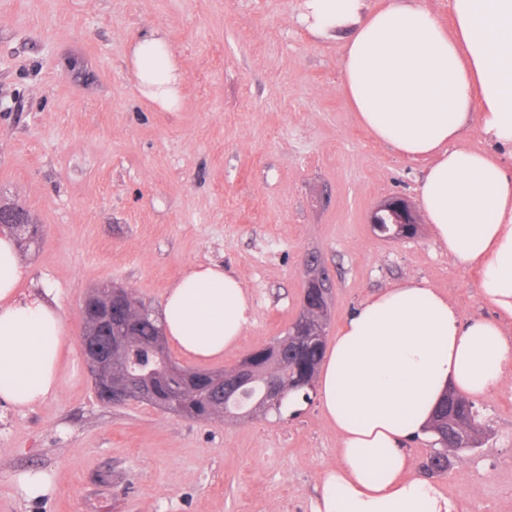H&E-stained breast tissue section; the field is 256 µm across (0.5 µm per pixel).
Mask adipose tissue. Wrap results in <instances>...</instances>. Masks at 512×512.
<instances>
[{
  "mask_svg": "<svg viewBox=\"0 0 512 512\" xmlns=\"http://www.w3.org/2000/svg\"><path fill=\"white\" fill-rule=\"evenodd\" d=\"M445 26L419 0H302L298 23L342 39L340 91L359 123L408 160L426 161L418 197L437 242L478 270L496 319L463 320L445 294L407 278L348 314L316 379L335 426L337 460L313 512H458L413 472L407 442L424 438L447 390L493 395L512 375V0H449ZM127 63L141 96L173 111L185 75L167 34L134 37ZM476 131L489 151L461 147ZM26 275L13 237L0 235V399L28 408L60 389L65 322ZM241 279L217 265L187 270L166 292L165 334L199 362L223 357L250 322Z\"/></svg>",
  "mask_w": 512,
  "mask_h": 512,
  "instance_id": "adipose-tissue-1",
  "label": "adipose tissue"
}]
</instances>
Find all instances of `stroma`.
<instances>
[{
	"mask_svg": "<svg viewBox=\"0 0 512 512\" xmlns=\"http://www.w3.org/2000/svg\"><path fill=\"white\" fill-rule=\"evenodd\" d=\"M301 0H0V204L44 233L21 250L24 293L65 318L57 395L0 401V512H311L337 435L317 398L227 422L145 403L103 404L81 352L80 309L112 283L161 312L190 267L243 282L250 324L208 362L233 366L298 316L303 259L331 283L330 324L407 277L462 318L492 317L478 273L435 243L378 237L367 215L417 200L425 161L360 125L340 91L342 41L311 37ZM167 30L185 73L181 106L140 95L129 40ZM481 448L435 483L460 512H512V378L475 401ZM40 473L37 499L19 478Z\"/></svg>",
	"mask_w": 512,
	"mask_h": 512,
	"instance_id": "obj_1",
	"label": "stroma"
}]
</instances>
